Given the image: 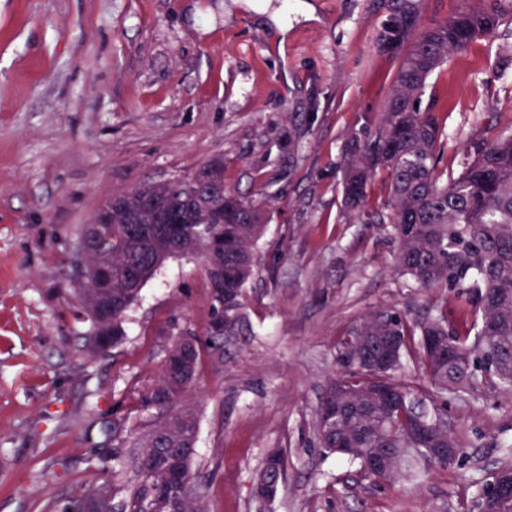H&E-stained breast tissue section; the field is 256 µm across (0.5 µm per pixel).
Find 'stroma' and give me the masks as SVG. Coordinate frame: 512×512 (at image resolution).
Returning a JSON list of instances; mask_svg holds the SVG:
<instances>
[{
    "label": "stroma",
    "instance_id": "obj_1",
    "mask_svg": "<svg viewBox=\"0 0 512 512\" xmlns=\"http://www.w3.org/2000/svg\"><path fill=\"white\" fill-rule=\"evenodd\" d=\"M415 28L465 0H0V512H45L95 488L93 456L117 421L120 467L157 419L145 402L172 339L207 338L197 255L166 260L128 309L122 343L88 355L80 238L104 195L194 173L264 203L268 227L244 288L246 325L221 362L202 349L186 400L199 415L194 495L206 512H477L479 487L512 464V397L485 382L443 395L463 464L417 457L389 482L326 453L316 411L336 345L367 317L471 313L450 290L395 269L387 224L347 223L340 164L384 109L402 61L378 40L401 2ZM287 34H280V24ZM512 14L453 54L425 99L458 172L476 137L512 133ZM288 473L268 505L252 482L268 449Z\"/></svg>",
    "mask_w": 512,
    "mask_h": 512
}]
</instances>
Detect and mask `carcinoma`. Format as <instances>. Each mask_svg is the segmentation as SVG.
Returning <instances> with one entry per match:
<instances>
[{
    "instance_id": "cac0c4a2",
    "label": "carcinoma",
    "mask_w": 512,
    "mask_h": 512,
    "mask_svg": "<svg viewBox=\"0 0 512 512\" xmlns=\"http://www.w3.org/2000/svg\"><path fill=\"white\" fill-rule=\"evenodd\" d=\"M505 0H482L479 8L464 7L449 19L419 30L408 42L375 130L343 159V204L349 222L392 225L397 242L399 272L424 289L450 288L465 298L477 327L463 334L436 310L412 321L397 311L376 314L362 323L374 336H394L399 350L395 369L384 380L407 403L424 393L395 378L408 360L428 378L437 393L457 391L477 379L512 395V134L476 138L467 148L468 161L460 172L440 169L447 137L437 112L423 105L427 80L454 53L499 26ZM383 172L387 200L373 205L366 187ZM223 179L221 163L200 168L196 176L145 184L106 197L97 215L102 224H88L82 233L84 266L95 269L87 278L85 300L90 313L93 356L116 347L125 336L126 311L144 284L168 258L204 257L212 289V312L217 304L233 316L231 330L244 319L242 289L255 266V248L267 223L262 205L226 187L220 192L197 190L194 183ZM163 202L176 217L159 224L152 202ZM444 336L450 353L439 359L425 337ZM186 347L189 373L182 371V354L170 348L155 388L169 395L168 404L150 393L147 402L158 408L159 421L140 437L141 453L133 472L154 487L165 488L163 449L197 437L195 409L181 401L190 388L200 359L196 337ZM377 375L364 370L341 373L329 388L359 393ZM415 420L404 407L377 423L386 448H407ZM184 512H203L192 496V459L178 473ZM112 509L106 488L80 489L68 496L74 507L93 499ZM144 489H136L119 504L122 512H143Z\"/></svg>"
}]
</instances>
